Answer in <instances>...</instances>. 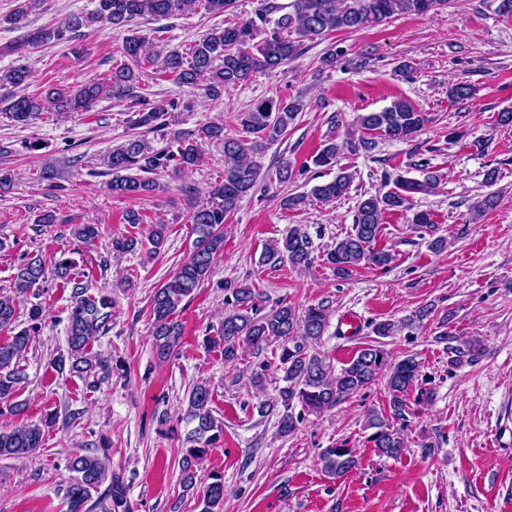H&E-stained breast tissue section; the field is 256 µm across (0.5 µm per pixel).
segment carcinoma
<instances>
[{
    "label": "carcinoma",
    "instance_id": "1",
    "mask_svg": "<svg viewBox=\"0 0 512 512\" xmlns=\"http://www.w3.org/2000/svg\"><path fill=\"white\" fill-rule=\"evenodd\" d=\"M96 8L88 16H74L49 28H39L24 35L19 49L25 45L69 42L84 23H104L124 26L138 19L177 17L202 10L207 14H222L234 7V0H96ZM421 0H293L292 11L273 19L278 6L268 3L256 16L241 24L214 29L203 35L182 52L157 53L151 63L157 71L180 86H202L206 94L219 97L222 92L247 81L256 72L274 71L297 57L302 42L316 40L329 32L354 31L378 25L394 16L423 15ZM40 0H17L15 8L0 18L15 30L29 27L28 16ZM124 64L112 69L104 81H93L74 91H50L44 96L18 93L16 89L30 84L32 73L25 64L0 70V104L10 117L26 124L46 112H89L103 96L116 101H130L127 123L145 133L128 139L112 150L107 167L112 173L108 183L112 194L140 198L154 192L157 183L153 175L168 171L180 173L192 169L201 159L198 141L206 140L222 145L224 176L214 184L205 202L194 206L189 221L196 234L191 256L169 279L155 289L151 299L153 316L152 341L162 359L178 353L183 336L176 313L182 301L191 296L208 278L212 262L224 250V220L235 211L238 203L253 192L260 167L257 158L267 145L279 140L288 130L304 105L297 99L264 98L254 102L246 112L238 115L241 134L229 135L224 124L213 123L198 130L197 135L178 137L174 144L155 149L145 134L167 126L169 110L175 107L150 101L134 92V69L144 61V42L136 33L125 36L122 45ZM427 122V114L412 102L399 98L390 106L357 116V131L350 132L341 144L328 141L312 158L320 168L336 166V157L347 149L353 153H371L377 147L373 134L391 140L410 138ZM411 168L420 171L422 178L396 177L394 190L362 199L354 216L351 231L325 254V260L340 275H349L367 265L384 268L394 261L390 250L377 247L386 212L406 210L413 194H426L437 188L439 176L426 163H414ZM353 182V174L339 170L328 182L313 187L312 196L329 204L346 195ZM167 236V225L152 224L148 242L152 251L159 250ZM143 246L135 238L112 240V253L122 255ZM313 243L309 234L299 227L288 231L282 239L265 243L260 263L279 266L288 262L294 268H308L314 262ZM74 262L60 258L51 265L39 257H24L16 266L12 278L16 294H38L48 281L72 285V305L67 326V354L54 361V367L80 376L109 377V367L91 356L90 344L97 336L110 329L112 299L107 295H85L84 287L73 276ZM260 295L250 286L232 290V309L224 312L219 339L224 342V362L238 360L240 344L246 343L260 350L272 342L278 343V357L282 380L276 402L282 407L278 414L277 432L288 436L297 429L301 416L293 413V404L299 403L304 412L320 414L368 388L383 372H388L386 388L389 394L391 419L373 411L368 427L373 429L370 442L377 452L388 458L400 457L406 444L402 429L395 423L406 420L410 411L409 392L417 384L420 363L407 357L391 362L389 353L381 345L369 344L337 370L315 346L329 325V311L322 305L309 306L298 313L288 304H280L267 313H261ZM430 311L418 309L399 323L387 321L375 327L378 336H391L405 326L422 322ZM19 308L10 295H0V330L13 331L11 339L0 343V410L12 416L25 411V403L18 400L21 386L19 363L31 345V334L26 328L16 330ZM480 341L470 339L461 346L449 347L453 354L450 363L478 351ZM212 391L204 383H197L189 391L185 422V444L181 473L182 486L187 491L197 488V466L224 435L223 423L212 413ZM44 431L38 424H22L9 431H0V456L27 457L43 447ZM323 470L338 479L358 466L355 449L341 443L322 451ZM71 477L66 486L67 512H91L92 492L107 485L105 497L99 501L101 512H133L127 489L110 470L108 449L71 456L66 463ZM200 503L201 512H222L224 503V475H207Z\"/></svg>",
    "mask_w": 512,
    "mask_h": 512
}]
</instances>
